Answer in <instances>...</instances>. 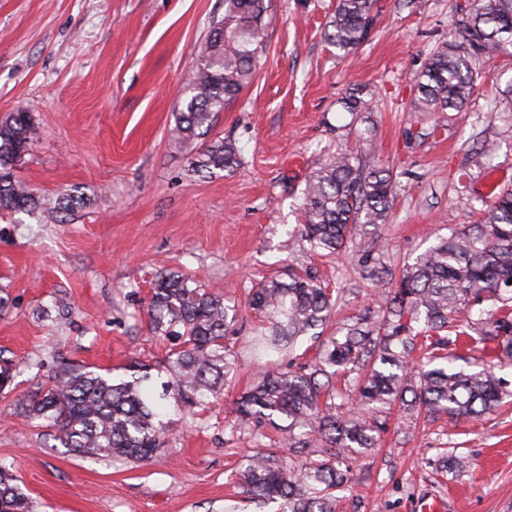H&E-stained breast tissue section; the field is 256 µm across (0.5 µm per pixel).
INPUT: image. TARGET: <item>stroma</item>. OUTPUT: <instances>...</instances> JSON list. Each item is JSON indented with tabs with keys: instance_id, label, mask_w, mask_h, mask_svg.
I'll return each instance as SVG.
<instances>
[{
	"instance_id": "1",
	"label": "stroma",
	"mask_w": 512,
	"mask_h": 512,
	"mask_svg": "<svg viewBox=\"0 0 512 512\" xmlns=\"http://www.w3.org/2000/svg\"><path fill=\"white\" fill-rule=\"evenodd\" d=\"M336 0H272L262 66L194 143L171 131L193 61L224 0H0V117L28 112L40 135L14 169L34 193L32 212L0 215V360L14 378L0 392V465L26 486L38 512H277L230 484L254 448L284 464L317 459L320 441L290 447L270 426L236 431L229 410L275 356H257L251 288L307 270L339 292L323 337L376 316L404 264L447 235L479 223L483 202L512 184V54L475 61L476 81L457 111L413 108L430 52L453 40L473 0H377V23L352 55L324 39ZM373 98L344 112L350 88ZM396 176L387 224L368 228L382 248L365 255L311 252L303 221L309 172L341 150ZM241 151L234 171L193 173L210 143ZM493 146L490 163L476 153ZM382 271L372 280L366 268ZM220 289L236 319L226 352L243 370L220 401L183 426L148 463L80 458L53 447L44 421L16 413L17 396L75 364L104 374L134 360L164 361L147 328L151 280L161 269ZM469 464L438 476L440 449ZM351 482L339 512H512V398L464 425L392 412L379 448L346 455Z\"/></svg>"
}]
</instances>
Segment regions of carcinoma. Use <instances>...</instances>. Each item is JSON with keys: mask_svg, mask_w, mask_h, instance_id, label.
<instances>
[{"mask_svg": "<svg viewBox=\"0 0 512 512\" xmlns=\"http://www.w3.org/2000/svg\"><path fill=\"white\" fill-rule=\"evenodd\" d=\"M376 0H336L325 27L329 42L344 55L369 38L376 23ZM271 0H224V17L210 38L184 91L174 127L185 142L204 135L216 114L248 85L266 47ZM461 41L431 52L419 75L418 112L458 110L474 90L479 57L512 54V0H473L458 28ZM348 112H369L361 89L341 98ZM27 112L0 120V211L37 205L34 194L14 180L13 166L37 139ZM238 148L230 141L210 144L196 170L234 169ZM393 174L368 171L346 151L311 171L304 189V223L298 232L313 249L338 252L362 239L363 224H384L394 205ZM287 280L271 279L252 289L250 306L261 322L257 349L292 352L302 337L320 339L317 329L332 318L336 300L329 286L292 268ZM512 189L486 205L483 223L451 231L407 264L394 296L377 324H345L344 335L322 343L318 360L297 369L274 368L255 379L235 402L233 427L256 430L285 422L288 440L311 435L323 443L321 458L301 469L287 468L279 456L257 449L243 457L237 483L255 499L276 502L279 512H336V491L348 482L339 469L341 452L364 454L378 447L386 429L382 414L397 406L411 414L445 416L453 424L492 412L506 396L494 369H512ZM478 308V317L461 318ZM230 307L224 294L202 288L177 272L163 270L153 283L147 310L149 331L170 343L156 384L146 364L111 377L68 366L17 400L19 413L42 419L52 438L77 457L148 461L177 431L224 391L238 365L224 346ZM455 336L470 337L474 348L496 344L495 368L466 372L448 353ZM429 340V356L409 361L416 338ZM467 465L455 451L441 453L438 472ZM0 512H34L20 480L0 467Z\"/></svg>", "mask_w": 512, "mask_h": 512, "instance_id": "carcinoma-1", "label": "carcinoma"}]
</instances>
